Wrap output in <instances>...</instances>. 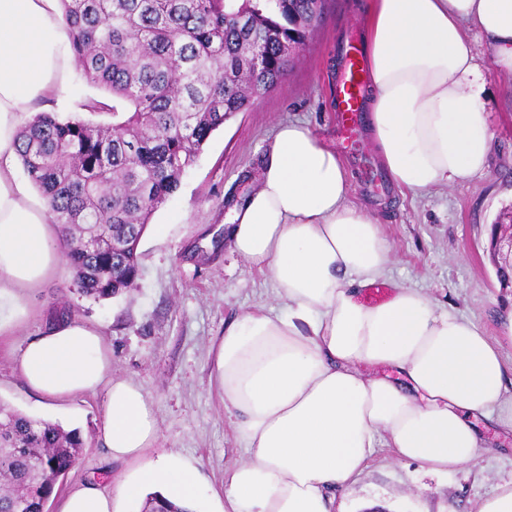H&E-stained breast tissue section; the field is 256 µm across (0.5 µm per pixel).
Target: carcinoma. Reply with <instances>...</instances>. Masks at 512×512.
<instances>
[{"instance_id": "obj_1", "label": "carcinoma", "mask_w": 512, "mask_h": 512, "mask_svg": "<svg viewBox=\"0 0 512 512\" xmlns=\"http://www.w3.org/2000/svg\"><path fill=\"white\" fill-rule=\"evenodd\" d=\"M313 0H61L81 77L112 101L94 124L37 112L16 151L45 200L72 271L94 300L132 289L138 246L154 213L212 133L274 89L294 66L288 45L315 31ZM77 430L31 418L0 401V512H45L55 485L78 462ZM141 512H188L145 499Z\"/></svg>"}]
</instances>
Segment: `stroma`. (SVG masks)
Segmentation results:
<instances>
[{
	"label": "stroma",
	"instance_id": "stroma-1",
	"mask_svg": "<svg viewBox=\"0 0 512 512\" xmlns=\"http://www.w3.org/2000/svg\"><path fill=\"white\" fill-rule=\"evenodd\" d=\"M369 4L329 0L323 22L288 76L213 133L178 190L152 217L167 225L166 235L158 238L148 230L141 238L136 288L96 301L71 291V274L64 268L28 292L27 320L15 335L0 338V401L80 431L86 448L58 483L59 491L95 478L109 493L132 470L131 464L110 460L99 438L105 391L47 401L26 388L19 372L26 340L50 323L74 317L103 333L113 378L135 383L149 397L159 433L146 458L173 454L191 461L210 493L221 491L225 466L241 459L212 382L213 350L227 323L272 301L274 284L231 252L224 217L230 201H241L256 181L267 144L288 121L307 124L336 151L351 181L352 200L371 205L393 246L392 281L473 318L512 372V337L502 328L512 295L504 294L484 252L492 224L512 207V79L493 65L483 37L472 35L493 136L487 169L419 197L401 190L389 174L382 187H373L362 163H379L378 151L362 130L345 143L335 111L336 87L345 72L339 59L350 40H362ZM102 95L73 69L66 89L37 106L67 117L80 113L79 103ZM83 116L94 123L113 121L109 113ZM498 444L497 455L443 476L426 474L416 462L393 461L380 450L345 496V512H365L373 502L388 512H470L474 501L512 481V436L499 437Z\"/></svg>",
	"mask_w": 512,
	"mask_h": 512
}]
</instances>
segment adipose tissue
<instances>
[{"label": "adipose tissue", "instance_id": "ef3b65f1", "mask_svg": "<svg viewBox=\"0 0 512 512\" xmlns=\"http://www.w3.org/2000/svg\"><path fill=\"white\" fill-rule=\"evenodd\" d=\"M474 31L494 66L512 74V0L372 2L366 128L411 196L487 166L492 136ZM71 58L59 0H0V336L25 319V290L64 263L47 205L19 184L13 158L22 116L65 85ZM349 193L336 153L291 122L274 133L257 183L232 213V251L276 288L272 305L225 326L216 354L224 413L246 453L224 472L221 512H342L340 496L379 449L445 474L491 453L475 418L512 433V379L476 321L413 288L364 299L386 281L392 246ZM18 367L46 400L105 389L101 441L112 458L137 464L117 495L151 489L191 505L197 469L173 455L144 460L158 437L151 403L134 383L113 379L97 329L54 323L27 340ZM113 498L96 482L78 484L58 512H113Z\"/></svg>", "mask_w": 512, "mask_h": 512}]
</instances>
